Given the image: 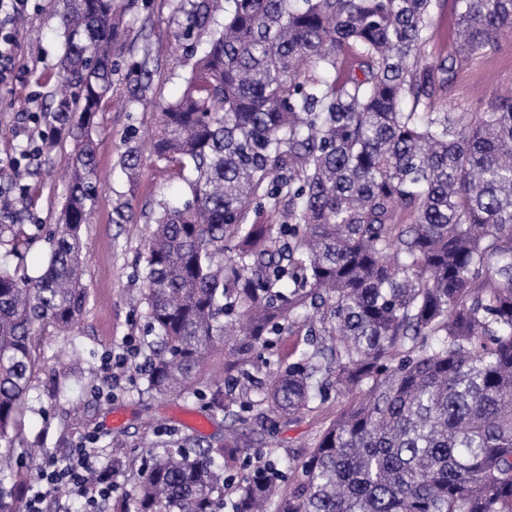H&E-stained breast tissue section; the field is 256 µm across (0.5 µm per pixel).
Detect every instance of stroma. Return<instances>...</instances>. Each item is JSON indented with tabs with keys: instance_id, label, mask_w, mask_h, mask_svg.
Masks as SVG:
<instances>
[{
	"instance_id": "obj_1",
	"label": "stroma",
	"mask_w": 512,
	"mask_h": 512,
	"mask_svg": "<svg viewBox=\"0 0 512 512\" xmlns=\"http://www.w3.org/2000/svg\"><path fill=\"white\" fill-rule=\"evenodd\" d=\"M179 0H139L125 20L116 46L119 70L113 77L114 98L96 117L92 136L102 185L93 205V218L84 228L88 242L85 267L87 294L81 317L72 332L46 326L37 339L39 366L21 415L26 446L45 454L67 457L76 442L88 435L102 442L118 438L127 446V464L116 473L110 501L118 512H132L141 460L151 447H176L184 439L207 445L224 436V418H209L200 400L148 394L134 369L105 368L106 355L122 356L142 350L146 334V305L136 279L144 245L159 200L173 197L180 181L150 152L156 126L152 105L129 102L124 73L143 54H151L152 95L157 101L178 98L192 62L175 44L174 33L184 17ZM25 22L17 27V43L9 62L8 83L0 84V157L22 156L28 175L25 194L4 193L0 212V263L21 274H39L49 253L48 233L57 224L67 197L65 173L71 164L67 133L55 134L49 150L40 137L49 130L57 106L56 77L62 54L63 28L52 0H29ZM512 94V33L500 37L488 51L460 71L441 96L452 112H479L483 93ZM37 100L40 122L27 113ZM137 136L142 166L129 180L120 165L130 136ZM129 202L128 222L114 223L116 199ZM77 357H68L70 346ZM328 413L278 427L271 444L281 465L307 454Z\"/></svg>"
}]
</instances>
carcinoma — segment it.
I'll list each match as a JSON object with an SVG mask.
<instances>
[{
  "mask_svg": "<svg viewBox=\"0 0 512 512\" xmlns=\"http://www.w3.org/2000/svg\"><path fill=\"white\" fill-rule=\"evenodd\" d=\"M450 54L429 50L437 0H182L194 64L155 104L154 156L185 184L158 202L138 278L150 392L206 400L224 441L150 450L135 512H512V96L454 113L438 92L512 30V0H455ZM137 0H56L53 122L71 128L69 193L37 276L0 265V512H18L17 422L43 326L72 328L98 192L95 119ZM210 33L200 52L196 37ZM151 57L126 74L152 93ZM139 147L120 162L128 177ZM23 171L0 168V187ZM343 398L282 472L270 429Z\"/></svg>",
  "mask_w": 512,
  "mask_h": 512,
  "instance_id": "carcinoma-1",
  "label": "carcinoma"
}]
</instances>
